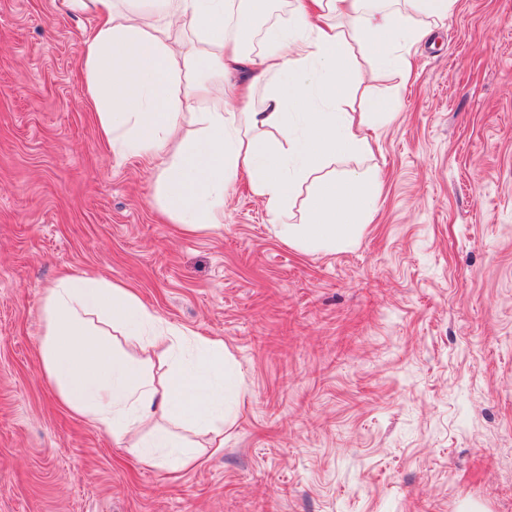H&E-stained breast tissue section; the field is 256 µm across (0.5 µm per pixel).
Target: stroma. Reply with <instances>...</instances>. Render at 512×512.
I'll list each match as a JSON object with an SVG mask.
<instances>
[{"instance_id":"stroma-1","label":"stroma","mask_w":512,"mask_h":512,"mask_svg":"<svg viewBox=\"0 0 512 512\" xmlns=\"http://www.w3.org/2000/svg\"><path fill=\"white\" fill-rule=\"evenodd\" d=\"M92 14L0 0V512H512V0H455L372 155L378 210L356 244L279 239L244 181L195 234L115 159L88 106ZM133 290L223 341L247 385L223 448L147 468L63 407L41 372L62 275Z\"/></svg>"}]
</instances>
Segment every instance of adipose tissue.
<instances>
[{
  "mask_svg": "<svg viewBox=\"0 0 512 512\" xmlns=\"http://www.w3.org/2000/svg\"><path fill=\"white\" fill-rule=\"evenodd\" d=\"M94 13L84 41L89 101L118 156L159 170L155 199L193 231L224 221V191L246 177L277 228L302 252L356 241L377 210L375 170L337 167L371 153L385 97L344 110L360 58L409 77L412 46L453 0H63ZM40 369L71 413L103 428L150 468L185 470L203 449L164 428L174 420L224 445L227 397L243 381L224 343L163 321L133 292L68 275L48 289Z\"/></svg>",
  "mask_w": 512,
  "mask_h": 512,
  "instance_id": "adipose-tissue-1",
  "label": "adipose tissue"
}]
</instances>
